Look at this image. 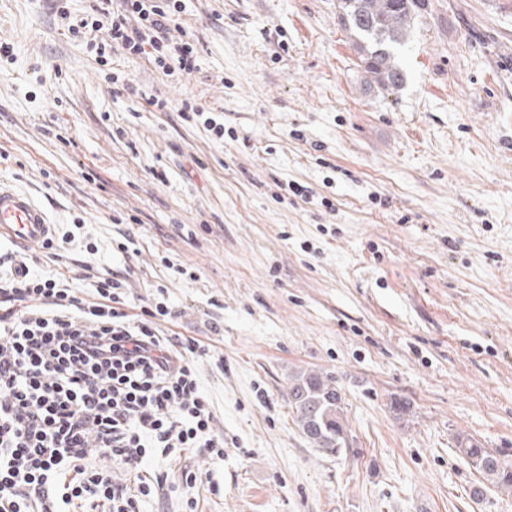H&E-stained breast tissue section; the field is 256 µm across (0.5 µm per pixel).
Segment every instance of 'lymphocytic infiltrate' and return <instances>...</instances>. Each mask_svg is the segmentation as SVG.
I'll use <instances>...</instances> for the list:
<instances>
[{
    "mask_svg": "<svg viewBox=\"0 0 512 512\" xmlns=\"http://www.w3.org/2000/svg\"><path fill=\"white\" fill-rule=\"evenodd\" d=\"M104 17L109 43L194 68L193 44L170 39V0H111ZM121 287L97 280L87 300L0 254V512H139L160 488L140 471L148 458L223 447L193 366L199 342L162 333L164 307L129 312ZM116 467L132 485L113 483Z\"/></svg>",
    "mask_w": 512,
    "mask_h": 512,
    "instance_id": "obj_1",
    "label": "lymphocytic infiltrate"
}]
</instances>
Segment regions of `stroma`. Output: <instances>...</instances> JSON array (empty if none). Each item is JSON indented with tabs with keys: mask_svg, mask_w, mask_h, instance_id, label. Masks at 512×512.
Instances as JSON below:
<instances>
[{
	"mask_svg": "<svg viewBox=\"0 0 512 512\" xmlns=\"http://www.w3.org/2000/svg\"><path fill=\"white\" fill-rule=\"evenodd\" d=\"M94 4L0 0V179L75 235L31 273L111 276L207 348L224 454L153 457L140 512H512L456 444L512 467V0H426L390 94L337 0H181L189 72L99 56L68 30ZM301 370L342 392L339 453L294 420Z\"/></svg>",
	"mask_w": 512,
	"mask_h": 512,
	"instance_id": "35a3bbf8",
	"label": "stroma"
}]
</instances>
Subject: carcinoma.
I'll list each match as a JSON object with an SVG mask.
<instances>
[{"instance_id":"1","label":"carcinoma","mask_w":512,"mask_h":512,"mask_svg":"<svg viewBox=\"0 0 512 512\" xmlns=\"http://www.w3.org/2000/svg\"><path fill=\"white\" fill-rule=\"evenodd\" d=\"M425 0H339L340 21L353 37L366 84L378 93L399 90L406 80L400 59L408 30L425 10ZM291 407L302 434L318 448L338 452L346 444L339 388L314 371L292 376ZM459 452L490 484L512 488V470L483 464L491 453L468 436L456 438Z\"/></svg>"}]
</instances>
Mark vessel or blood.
Segmentation results:
<instances>
[{
  "mask_svg": "<svg viewBox=\"0 0 512 512\" xmlns=\"http://www.w3.org/2000/svg\"><path fill=\"white\" fill-rule=\"evenodd\" d=\"M54 237V224L32 197L0 181V243L40 247Z\"/></svg>",
  "mask_w": 512,
  "mask_h": 512,
  "instance_id": "vessel-or-blood-1",
  "label": "vessel or blood"
}]
</instances>
